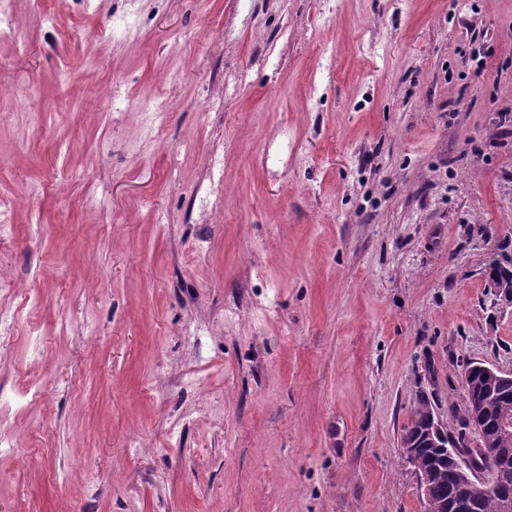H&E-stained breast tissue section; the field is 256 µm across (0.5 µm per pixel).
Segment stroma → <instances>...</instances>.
Here are the masks:
<instances>
[{
  "label": "stroma",
  "instance_id": "obj_1",
  "mask_svg": "<svg viewBox=\"0 0 512 512\" xmlns=\"http://www.w3.org/2000/svg\"><path fill=\"white\" fill-rule=\"evenodd\" d=\"M1 7L0 512H423L421 393L512 372V0Z\"/></svg>",
  "mask_w": 512,
  "mask_h": 512
}]
</instances>
